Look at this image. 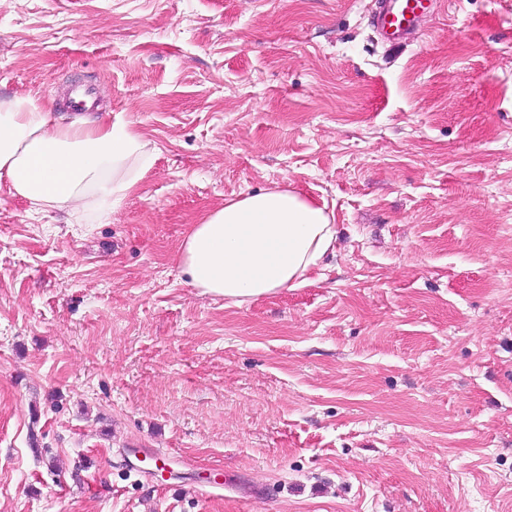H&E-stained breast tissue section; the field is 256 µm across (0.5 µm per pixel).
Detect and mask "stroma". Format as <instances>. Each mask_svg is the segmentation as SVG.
<instances>
[{
	"label": "stroma",
	"mask_w": 512,
	"mask_h": 512,
	"mask_svg": "<svg viewBox=\"0 0 512 512\" xmlns=\"http://www.w3.org/2000/svg\"><path fill=\"white\" fill-rule=\"evenodd\" d=\"M377 6L0 0V95L94 84L152 155L80 223L0 183V512H512V0L397 44ZM275 187L334 253L191 287L192 226Z\"/></svg>",
	"instance_id": "stroma-1"
}]
</instances>
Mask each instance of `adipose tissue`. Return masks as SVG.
Segmentation results:
<instances>
[{
    "label": "adipose tissue",
    "instance_id": "adipose-tissue-1",
    "mask_svg": "<svg viewBox=\"0 0 512 512\" xmlns=\"http://www.w3.org/2000/svg\"><path fill=\"white\" fill-rule=\"evenodd\" d=\"M151 157L129 121L53 122L29 96L0 97V181L39 211L83 216L127 196ZM339 227L327 208L288 188L225 203L193 225L179 250L193 287L241 305L302 284Z\"/></svg>",
    "mask_w": 512,
    "mask_h": 512
}]
</instances>
